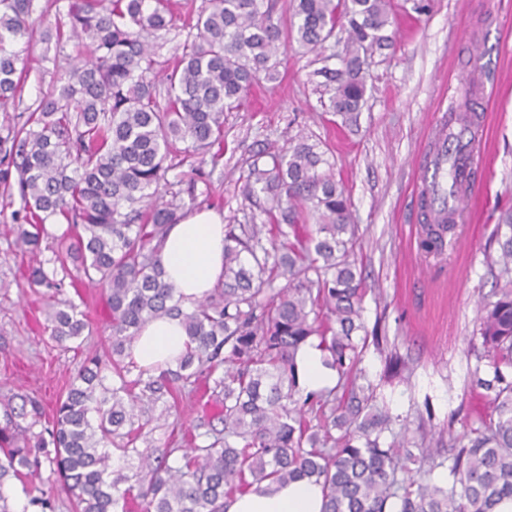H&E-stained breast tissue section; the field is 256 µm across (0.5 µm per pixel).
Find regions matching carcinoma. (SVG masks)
<instances>
[{
    "instance_id": "cac0c4a2",
    "label": "carcinoma",
    "mask_w": 512,
    "mask_h": 512,
    "mask_svg": "<svg viewBox=\"0 0 512 512\" xmlns=\"http://www.w3.org/2000/svg\"><path fill=\"white\" fill-rule=\"evenodd\" d=\"M274 10V0H207L198 10L193 0H67L46 20L41 38L55 45L53 69L25 120L0 136V183L17 185L23 223L13 229L15 250L35 256L46 225L67 224L52 269L29 266V286L53 298L67 276L75 289H101L112 341L84 358L49 419L37 397L0 393V512H54L45 491L25 493L19 511L11 506L8 481L24 484L45 464L79 512H130L133 503L140 512H225L226 501L263 481L319 484L323 512H495L512 499V379L503 371L512 369V235L495 261L506 284L479 316L493 411L455 449L449 487L398 480L408 460L425 473L441 463L424 439L417 456L407 439L384 444L374 389L353 377L367 340L353 338L363 328L366 288L351 260L350 200L315 145L301 138L250 164L247 198L272 206L260 208L265 224L226 226L217 288L187 311L164 278L158 252L169 227L194 208L204 166L223 159L224 113L251 87L277 80L279 54L293 41L316 54L328 111L347 120L367 91L368 53L391 45L390 0H291L280 24ZM36 12L46 14L38 0H0V112L20 103L29 66L15 45L33 38ZM175 26L185 39L172 67L157 49ZM338 27L347 42L327 55ZM73 41L86 53L65 56L64 68L59 54ZM184 166L188 174L170 190L167 173ZM451 168L454 198L472 173L456 155ZM299 202L312 204L316 225L304 222ZM454 215L451 207L444 218L424 212L427 251L445 250ZM282 277L288 283L275 287ZM164 317L181 319L187 342L176 366L155 374L137 365L132 345L148 321ZM44 330L65 347L90 325L68 299ZM312 338L342 393L301 387L298 354ZM185 389L203 390L221 412L194 427L176 465L173 448L139 451L151 422L179 416ZM133 453L136 473L113 468L112 455Z\"/></svg>"
}]
</instances>
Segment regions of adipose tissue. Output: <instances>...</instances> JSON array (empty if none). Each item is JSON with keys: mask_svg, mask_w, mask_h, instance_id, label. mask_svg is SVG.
Returning <instances> with one entry per match:
<instances>
[{"mask_svg": "<svg viewBox=\"0 0 512 512\" xmlns=\"http://www.w3.org/2000/svg\"><path fill=\"white\" fill-rule=\"evenodd\" d=\"M165 278L175 288L184 306H192L211 291L224 272V218L204 210L171 225L159 252ZM186 334L177 318L149 321L135 340L132 353L146 369L176 365L185 350ZM302 386L308 391L333 387L336 373L323 362L315 342H308L299 355ZM321 486L306 482L255 484L236 496L226 512H322Z\"/></svg>", "mask_w": 512, "mask_h": 512, "instance_id": "1", "label": "adipose tissue"}]
</instances>
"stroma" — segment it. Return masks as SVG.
<instances>
[{"mask_svg":"<svg viewBox=\"0 0 512 512\" xmlns=\"http://www.w3.org/2000/svg\"><path fill=\"white\" fill-rule=\"evenodd\" d=\"M392 0L390 48L368 59L366 101L355 119L327 112L311 73L313 54L291 48L277 82L253 91L224 115V158L208 169L209 195L198 205L247 224L255 211L243 192L255 155L300 135L318 143L351 201L358 227L355 259L367 295L361 321L375 342L359 364L376 406L389 416L385 439L428 438L441 462L432 481L448 486L447 467L459 436L492 411L488 356L476 320L479 303L495 301L499 224L512 215V0ZM487 120L474 189L461 206L462 231L441 258L418 246L420 180L430 127L455 118L462 102ZM18 204L0 205V392L38 396L53 412L86 354L109 344L107 307L99 289H82L92 334L64 350L42 326L49 311L42 289L23 277L32 256L13 251ZM405 366L389 368L391 355ZM183 425L145 430L138 448L186 445L188 432L213 415L206 399L181 403Z\"/></svg>","mask_w":512,"mask_h":512,"instance_id":"stroma-1","label":"stroma"}]
</instances>
